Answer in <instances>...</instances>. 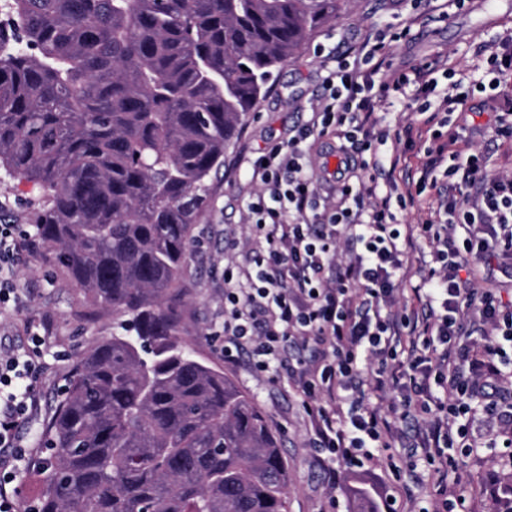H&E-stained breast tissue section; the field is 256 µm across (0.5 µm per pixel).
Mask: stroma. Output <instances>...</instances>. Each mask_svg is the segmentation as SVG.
Here are the masks:
<instances>
[{
  "label": "stroma",
  "instance_id": "1",
  "mask_svg": "<svg viewBox=\"0 0 512 512\" xmlns=\"http://www.w3.org/2000/svg\"><path fill=\"white\" fill-rule=\"evenodd\" d=\"M413 8L418 9L425 22L414 26L406 38L387 44L381 78L410 71L423 61H439L447 75L440 78L437 93L431 98L436 105L449 90L450 73L464 75L473 89L449 116L451 127L461 131L458 148L465 155L485 152L490 175H512V141L494 137L500 115L512 110V80L493 91L476 89L486 79L483 48L512 34V0H467L459 10L447 9L444 0H419L415 5L410 0H342L336 17L319 27L302 49L275 72L254 112L243 117L238 139L225 155L223 167L212 177L211 204L192 228L195 243L186 273L192 313L188 339L203 357L222 366L254 396L280 434L290 463L288 512H325L332 496L338 501L335 512H350L352 489L359 485L371 487L381 495H394L400 502L405 494L392 462L385 458L365 470H341L335 489H328L311 445L309 419L293 384L269 373L255 372L249 352L239 353L232 364L224 360V270L243 260L241 247L250 235L244 208L259 190L246 169L250 160L287 141L309 119L310 110L322 93L320 63L337 48L343 32L398 28ZM377 112L380 125L388 134L379 148L380 154H406L405 162L393 173L379 177L378 191L385 195L421 189L415 206L397 213L400 223H419L428 204L440 195L438 186L421 183L426 162L423 153L405 148L406 126H422L424 117L411 98L402 103L379 102ZM37 196L36 190L0 174V224L31 230L29 217ZM15 276L27 294V305L22 311L0 314V343L25 346L26 325L49 326L50 343L37 381L41 409L23 429L25 436L36 439L78 358L91 343L111 335L112 314H90L81 290L61 267L45 263L40 254H22ZM511 486L512 465L505 463L498 451L483 446L471 455L459 457L448 479L449 495L464 496L468 512H494L491 490Z\"/></svg>",
  "mask_w": 512,
  "mask_h": 512
}]
</instances>
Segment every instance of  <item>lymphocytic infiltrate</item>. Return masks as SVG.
Segmentation results:
<instances>
[{"label": "lymphocytic infiltrate", "mask_w": 512, "mask_h": 512, "mask_svg": "<svg viewBox=\"0 0 512 512\" xmlns=\"http://www.w3.org/2000/svg\"><path fill=\"white\" fill-rule=\"evenodd\" d=\"M384 47L378 36L333 54L309 120L253 162L261 190L247 212L261 246L224 276V352L249 351L257 371L283 372L296 384L328 484L340 467L403 455L429 471L435 512H458L447 480L453 449L474 448L472 416L496 415L512 447V394L498 384L512 370V299L476 285L481 266L512 254V178L489 175L479 152L457 164L458 133L433 131L428 151L452 159L445 175L454 193L435 216L398 222L406 197L380 199L374 189L387 134L376 127L373 102L402 100L415 82L425 113L438 81L428 61L376 81L371 62ZM320 138L338 161L336 196L326 203L314 190L323 173L307 156L309 141ZM420 241L432 264L398 314L395 279ZM38 248L15 225L0 224V306L21 303L15 259ZM467 323L478 340L463 341ZM45 344L36 332L27 347L0 344V512H18L15 481L32 456L19 432L40 405ZM374 392L400 393L401 408L372 403Z\"/></svg>", "instance_id": "1"}]
</instances>
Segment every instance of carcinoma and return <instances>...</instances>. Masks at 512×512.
<instances>
[{
    "label": "carcinoma",
    "mask_w": 512,
    "mask_h": 512,
    "mask_svg": "<svg viewBox=\"0 0 512 512\" xmlns=\"http://www.w3.org/2000/svg\"><path fill=\"white\" fill-rule=\"evenodd\" d=\"M340 0H3L0 170L124 330L77 360L34 512H288L254 397L184 340L191 226L242 117Z\"/></svg>",
    "instance_id": "1"
}]
</instances>
